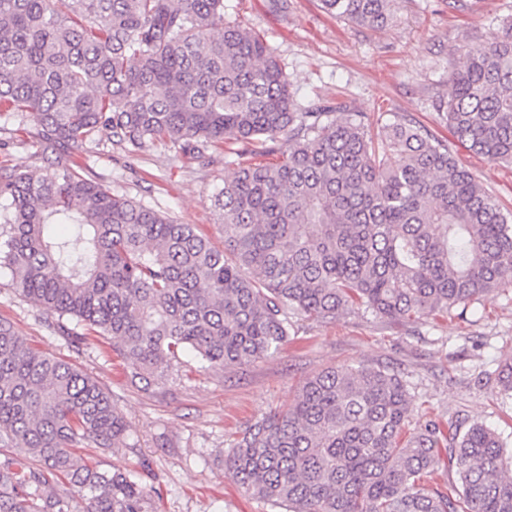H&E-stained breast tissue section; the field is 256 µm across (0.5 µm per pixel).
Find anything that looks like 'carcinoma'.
Returning a JSON list of instances; mask_svg holds the SVG:
<instances>
[{
  "label": "carcinoma",
  "mask_w": 512,
  "mask_h": 512,
  "mask_svg": "<svg viewBox=\"0 0 512 512\" xmlns=\"http://www.w3.org/2000/svg\"><path fill=\"white\" fill-rule=\"evenodd\" d=\"M380 30L392 0H322ZM224 0H0V112L28 113L53 151L148 143L281 155L238 167L213 195L218 250L192 224L112 194L64 166L0 174V267L44 313L107 340L131 380L182 352L205 369L288 342L292 319L354 307L389 321L446 313L512 285V213L405 113L372 133L361 112L302 106L279 60ZM441 118L454 140L512 164V20L448 50ZM495 380L512 397V362ZM403 376L338 365L235 438L226 473L284 512H512V459L495 429L410 426ZM128 426L76 366L0 319V512H156L160 490L78 450L120 448ZM30 465L17 470L15 455ZM457 483L436 485L440 468Z\"/></svg>",
  "instance_id": "obj_1"
}]
</instances>
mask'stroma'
<instances>
[{
    "label": "stroma",
    "mask_w": 512,
    "mask_h": 512,
    "mask_svg": "<svg viewBox=\"0 0 512 512\" xmlns=\"http://www.w3.org/2000/svg\"><path fill=\"white\" fill-rule=\"evenodd\" d=\"M227 19L266 42L301 104L342 103L377 123L386 112L412 115L448 139L436 101L446 90L448 48L469 36L489 37L512 15V0H396V21L380 31L323 11L320 0H224ZM458 162L512 212V165L494 163L459 144ZM63 164L112 193L196 225L216 247L224 231L213 193L237 169L216 150L198 165L149 144L130 153L102 141L44 150L31 117L0 115V172ZM0 318L40 352L93 377L123 414L122 448H88L103 467L139 471L149 461L161 491L157 512H272L249 499L224 469L231 441L270 411L293 402L300 382L332 365H382L398 370L413 397L412 422L482 423L512 452V398L500 393L495 370L512 357V286L481 295L466 312L451 310L421 323L385 322L364 310L332 320L295 319L278 353L249 365L199 369L193 355L174 362L164 379L132 384L130 371L105 341L86 333L74 343L23 297L0 268Z\"/></svg>",
    "instance_id": "obj_1"
}]
</instances>
